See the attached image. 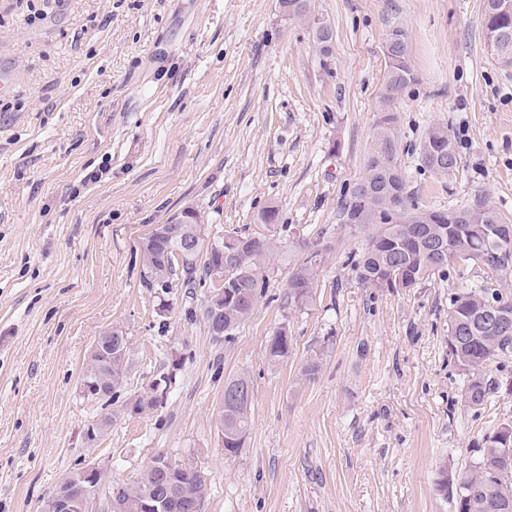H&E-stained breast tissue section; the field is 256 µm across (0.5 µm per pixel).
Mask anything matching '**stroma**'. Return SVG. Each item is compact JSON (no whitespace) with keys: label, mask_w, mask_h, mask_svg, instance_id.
I'll use <instances>...</instances> for the list:
<instances>
[{"label":"stroma","mask_w":512,"mask_h":512,"mask_svg":"<svg viewBox=\"0 0 512 512\" xmlns=\"http://www.w3.org/2000/svg\"><path fill=\"white\" fill-rule=\"evenodd\" d=\"M331 25L323 57L279 0H0V512H40L78 461L103 484L157 453L202 472L201 512H455L438 486L512 420V388L465 406L448 352L457 263L414 288L362 284L352 260L374 227L344 224L364 174L387 73L407 32L415 80L390 105L414 203L482 200L512 224V66L484 38L483 0H310ZM447 128L459 155L425 168ZM204 243L262 235L279 250L232 339L215 340L208 291L145 287L141 241L186 207ZM327 244L304 303L288 281L307 242ZM287 327L286 358L267 344ZM128 340L112 397L80 383L98 336ZM320 357L316 379L300 369ZM248 373L249 429L218 440L225 382ZM167 376L162 406L131 402ZM97 427L88 438L89 427ZM439 151H443L444 155H439ZM419 155L423 166L431 170L448 173L458 165L456 145L448 135V130L441 127L432 128L427 133ZM442 157L447 158V164H439L438 160H442ZM448 158L450 159L449 163Z\"/></svg>","instance_id":"35a3bbf8"}]
</instances>
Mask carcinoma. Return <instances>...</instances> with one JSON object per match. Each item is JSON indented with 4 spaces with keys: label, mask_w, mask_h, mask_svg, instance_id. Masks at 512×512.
<instances>
[{
    "label": "carcinoma",
    "mask_w": 512,
    "mask_h": 512,
    "mask_svg": "<svg viewBox=\"0 0 512 512\" xmlns=\"http://www.w3.org/2000/svg\"><path fill=\"white\" fill-rule=\"evenodd\" d=\"M484 33L490 50L505 64H512V0H484ZM389 70L381 96L386 105L414 81L408 60L407 34L395 27L385 45ZM396 117L387 112L379 124L365 174L345 203L342 218L347 224H375L366 249L355 261L358 279L373 288H413L429 277L444 272L456 262L472 264L492 274L512 269V238L492 243L490 229L505 222L498 212L482 201L463 208L421 209L411 202V194L397 163L388 167L383 159H396L398 139ZM420 159L423 166L447 173L458 165L456 145L448 130L435 127L425 136ZM175 235L163 237L142 247L143 283L148 288L167 289L172 280L182 281L186 288L206 285L218 267H224L223 312L205 309L204 316L211 336L223 331L224 339L244 322L253 310L259 288L258 270L278 249L273 234H226L224 240H246L241 247H224V251H208L204 266H199L200 253L183 257L178 268L165 259L182 240L195 236L196 225L176 224ZM318 256L306 253L289 279V297L299 304L308 299L313 288ZM512 310V292L493 293L483 285L463 288L450 294L448 309V351L454 363L468 374L463 393L464 403L478 411L499 389L500 382L485 379L484 369L494 363L506 370L512 363V321L492 322V315L503 308ZM126 353L112 358L89 359L83 379L112 381L98 397H111L122 384ZM251 404L223 402L219 423L225 442L232 443L231 453L243 446L248 431ZM157 463L152 458L141 476L125 486V499L131 503L161 497L168 498V512H187L185 502L201 506L205 495V479L196 468L178 473L175 484L163 483L150 472ZM452 496L456 512H512V421L506 420L487 433L477 459L460 471L455 481L444 485ZM57 493L83 501L81 512H89L96 493L78 484L69 472L58 485Z\"/></svg>",
    "instance_id": "obj_1"
}]
</instances>
